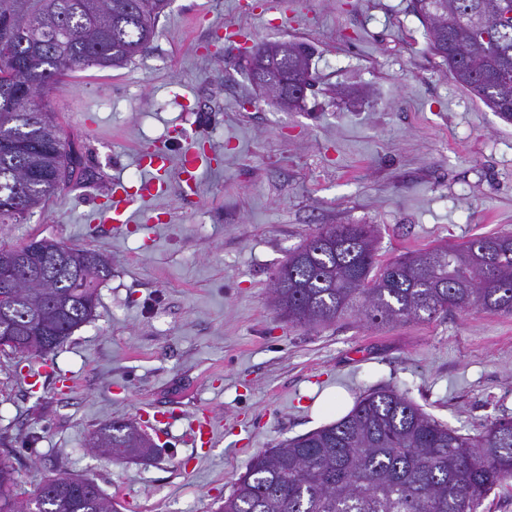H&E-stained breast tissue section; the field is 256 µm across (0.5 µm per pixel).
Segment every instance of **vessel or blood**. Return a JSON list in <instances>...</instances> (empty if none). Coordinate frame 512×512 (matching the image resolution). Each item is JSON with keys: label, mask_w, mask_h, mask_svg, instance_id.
I'll use <instances>...</instances> for the list:
<instances>
[{"label": "vessel or blood", "mask_w": 512, "mask_h": 512, "mask_svg": "<svg viewBox=\"0 0 512 512\" xmlns=\"http://www.w3.org/2000/svg\"><path fill=\"white\" fill-rule=\"evenodd\" d=\"M135 164L139 171V187L128 190L121 178H113L109 188V203L99 209L101 222L125 226L133 223L138 201L157 195L162 187L160 176L170 167L167 150L157 149L148 153H136ZM204 167L202 153L193 139H186L178 169V177L182 182L196 184ZM189 439L193 445L200 447L211 446L214 431L208 417L202 416L190 425Z\"/></svg>", "instance_id": "1"}]
</instances>
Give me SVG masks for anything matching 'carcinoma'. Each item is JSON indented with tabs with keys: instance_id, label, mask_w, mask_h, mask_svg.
Wrapping results in <instances>:
<instances>
[{
	"instance_id": "obj_1",
	"label": "carcinoma",
	"mask_w": 512,
	"mask_h": 512,
	"mask_svg": "<svg viewBox=\"0 0 512 512\" xmlns=\"http://www.w3.org/2000/svg\"><path fill=\"white\" fill-rule=\"evenodd\" d=\"M492 0H410L429 47L455 81L512 122V25L499 27ZM169 0H0V224L16 221L82 176L54 114L38 96L80 66L121 67L143 55ZM497 31L484 41L476 27ZM310 53L250 64L249 77L296 76ZM368 224L331 225L288 254L272 287L289 323L320 326L346 315L374 326L430 320L451 309L512 315V232L440 244L386 264L375 258ZM19 258L45 267L0 288V346L49 354L96 317L98 287L112 273L94 250L32 238L0 245V269ZM93 448L130 457L155 445L131 421L92 433ZM9 456H0V512H119L92 480L51 479L30 498L15 491ZM512 480V417L474 434L450 428L390 388L366 391L340 419L255 456L218 512H477Z\"/></svg>"
}]
</instances>
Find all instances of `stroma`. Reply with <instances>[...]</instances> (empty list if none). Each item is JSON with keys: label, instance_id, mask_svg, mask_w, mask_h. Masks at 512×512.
<instances>
[{"label": "stroma", "instance_id": "stroma-1", "mask_svg": "<svg viewBox=\"0 0 512 512\" xmlns=\"http://www.w3.org/2000/svg\"><path fill=\"white\" fill-rule=\"evenodd\" d=\"M170 0L149 50L121 68L66 72L46 93L87 175L0 244L30 238L112 263L94 320L49 355L0 351V451L29 496L64 474L122 512H215L265 449L328 423L325 399L390 387L464 432L512 417V315L288 323L271 295L290 251L323 228L368 224L377 258L512 232V123L433 55L410 0ZM311 48L316 86L280 109L245 71L248 49ZM193 136L209 166L141 202L121 231L95 220L107 180L137 183L136 150ZM149 458L91 450L90 434L143 412ZM209 414L212 447L189 421Z\"/></svg>", "mask_w": 512, "mask_h": 512}]
</instances>
